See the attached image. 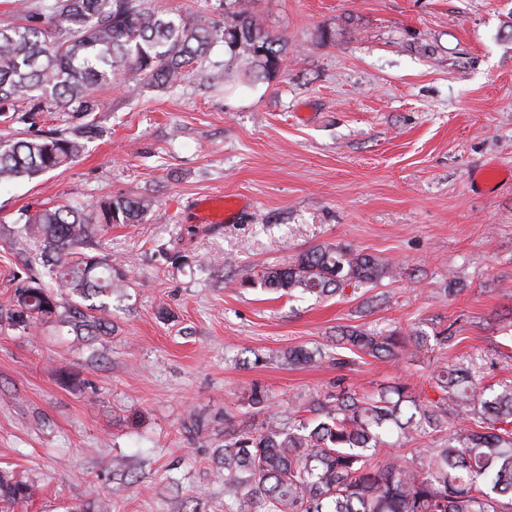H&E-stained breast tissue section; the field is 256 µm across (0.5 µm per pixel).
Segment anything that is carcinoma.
I'll use <instances>...</instances> for the list:
<instances>
[{
	"label": "carcinoma",
	"instance_id": "cac0c4a2",
	"mask_svg": "<svg viewBox=\"0 0 512 512\" xmlns=\"http://www.w3.org/2000/svg\"><path fill=\"white\" fill-rule=\"evenodd\" d=\"M49 16L31 11L0 23V117L24 126L0 139V184L33 179L77 161L84 137L97 128L102 93L114 77L133 75L131 91L169 89L207 60L219 44L231 61L243 57L256 76L282 67L287 39L259 27L248 0H232L220 24L206 15L166 13L149 0H54ZM41 112L81 121L66 134L34 130ZM150 208L142 198L113 197L96 204L21 209L10 223L16 239L40 245L43 274L17 279L6 315L24 331L54 320L77 336L102 328L95 316L61 297L109 296L123 273L109 254L84 252L112 224H138ZM397 268L371 254L327 244L262 272L272 291L299 289L319 296L350 284L394 278ZM339 345L373 357L419 352L418 333L347 330ZM438 399L402 381L366 395L338 377L288 426L264 422L256 432H224V497L236 512H512V384L486 393L466 368L447 366L430 377ZM462 423L438 447L410 458L380 455L389 431L413 441L448 423ZM27 486L0 472V497L24 498Z\"/></svg>",
	"mask_w": 512,
	"mask_h": 512
}]
</instances>
